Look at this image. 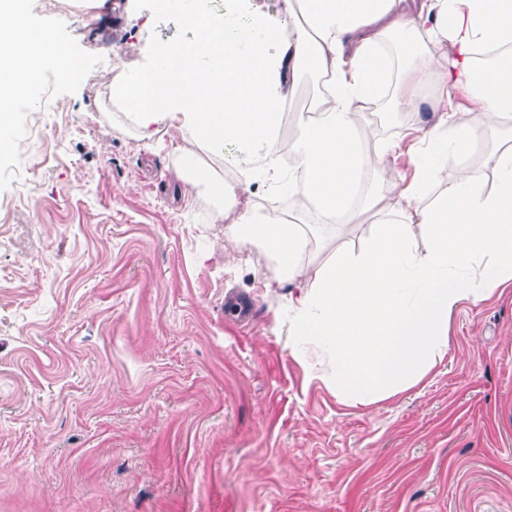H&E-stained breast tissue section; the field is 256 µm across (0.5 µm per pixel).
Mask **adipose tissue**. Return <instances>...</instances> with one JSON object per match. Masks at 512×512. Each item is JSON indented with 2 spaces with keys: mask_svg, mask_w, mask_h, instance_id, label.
I'll use <instances>...</instances> for the list:
<instances>
[{
  "mask_svg": "<svg viewBox=\"0 0 512 512\" xmlns=\"http://www.w3.org/2000/svg\"><path fill=\"white\" fill-rule=\"evenodd\" d=\"M284 17L273 25L186 5L193 39L161 47L117 94L143 138L177 124L191 142L182 151L189 184L222 196L223 179L198 149L246 166L264 160L266 177L278 178L283 106L301 74L325 78L312 111L297 115V205L332 224L372 211L368 242L316 265L305 258L304 225L272 223L254 206L232 234L254 239L283 280L304 287L288 330L293 353L322 348L337 394L372 404L444 360L463 304L512 286V0H284ZM47 61L66 70L69 53L31 29L28 0H0V127ZM428 83L437 120L409 156L412 178H398L387 168L396 144L367 151L357 132L380 91L389 113L415 112ZM481 132L491 138L487 188L467 165ZM452 157L459 168L446 181ZM421 229L422 251L413 246Z\"/></svg>",
  "mask_w": 512,
  "mask_h": 512,
  "instance_id": "adipose-tissue-1",
  "label": "adipose tissue"
}]
</instances>
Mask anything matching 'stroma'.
Segmentation results:
<instances>
[{
	"instance_id": "35a3bbf8",
	"label": "stroma",
	"mask_w": 512,
	"mask_h": 512,
	"mask_svg": "<svg viewBox=\"0 0 512 512\" xmlns=\"http://www.w3.org/2000/svg\"><path fill=\"white\" fill-rule=\"evenodd\" d=\"M30 0L79 69L44 64L0 151V512H512V287L456 311L415 387L351 405L293 357L298 288L233 241L218 203H292L255 176L224 201L176 178L112 88L193 33L162 0ZM420 111L367 119L400 139ZM313 263L372 226L301 215Z\"/></svg>"
}]
</instances>
